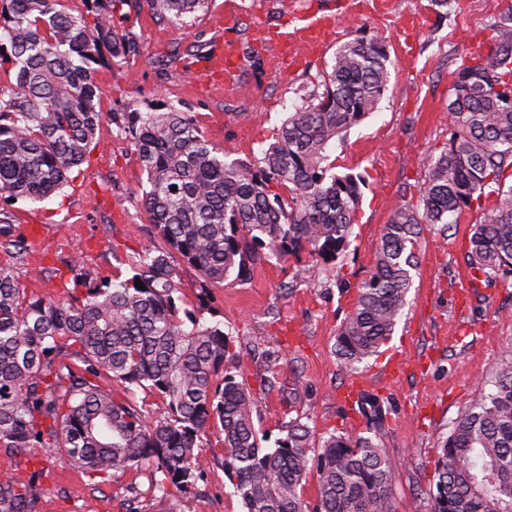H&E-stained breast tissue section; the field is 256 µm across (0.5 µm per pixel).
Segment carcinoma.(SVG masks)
Wrapping results in <instances>:
<instances>
[{"instance_id":"carcinoma-1","label":"carcinoma","mask_w":512,"mask_h":512,"mask_svg":"<svg viewBox=\"0 0 512 512\" xmlns=\"http://www.w3.org/2000/svg\"><path fill=\"white\" fill-rule=\"evenodd\" d=\"M0 0V201L35 203L62 191L85 160L104 119L98 71L141 55L142 36L116 26L132 0ZM177 18L208 0H153ZM495 49L461 58L448 98V147L427 161L416 204H399L380 237L372 275L336 337L346 365L361 363L393 335L412 285L421 224L448 229L450 217L494 198L469 239L474 279L512 278V8L495 22ZM392 65L384 40L356 39L336 51L324 92L289 113L275 141L252 163L227 161L193 116L112 113L117 136L146 174L144 208L164 246L126 261L127 276L100 278L66 264V295L28 294L16 272L32 245L0 208V512H37L42 461L59 454L101 483L144 471L122 512H145L143 495L189 493L204 480L203 440L220 426L222 464L246 512H397L395 463L382 448L388 411L357 401L365 434L315 437L298 418L281 423L275 447L261 446L252 392L229 363L224 326L179 305L177 254L208 282L244 283L256 265L305 252L333 262L350 245L360 180L336 174L328 149L374 111ZM288 190L285 200L277 189ZM140 281L145 289L135 282ZM146 389L165 402L150 417L99 381ZM317 475L315 504L304 499ZM429 512H512V351L491 387L465 407L440 446Z\"/></svg>"}]
</instances>
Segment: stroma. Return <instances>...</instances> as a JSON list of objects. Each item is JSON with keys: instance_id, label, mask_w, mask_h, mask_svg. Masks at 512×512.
<instances>
[{"instance_id": "stroma-1", "label": "stroma", "mask_w": 512, "mask_h": 512, "mask_svg": "<svg viewBox=\"0 0 512 512\" xmlns=\"http://www.w3.org/2000/svg\"><path fill=\"white\" fill-rule=\"evenodd\" d=\"M512 0H208L205 10L180 19L150 4L122 23L143 37L142 55L100 70L107 112L86 161L74 168L54 197L14 208L13 221L39 228L41 246L32 264L62 267L79 261L101 277L117 276L127 256L160 245L143 208L145 177L129 142L118 137L111 113L136 106L159 112L174 106L191 112L197 125L226 159L253 161L275 139L289 112L322 93L323 76L345 42L382 38L392 65L388 90L377 108L347 129L329 150L337 172L361 177V203L351 244L335 263L309 256L257 264L251 279L203 284L199 272L179 265L185 307H202L206 321L228 333L238 379L258 402L268 441L279 435L284 413L301 417L322 436L364 432L345 393L352 380L379 396L388 410L382 445L395 460L393 494L398 512H428V493L438 449L459 412L512 347V281H474L461 290L473 224L480 209L461 213L447 231L424 224L407 304L393 336L371 358L347 366L333 351L360 283L373 271L374 253L395 206L416 201L426 158L439 156L450 137L448 96L451 73L472 46L495 45L492 23ZM238 24L224 35V15ZM329 26L304 40L306 26L322 16ZM287 34L288 56L272 68L270 46L258 28ZM199 41L212 53L225 42L237 48L231 77L213 74L208 61L186 75L175 55ZM263 61L254 71L245 58ZM281 379L299 382L301 396L289 402L267 388L269 366ZM211 460L197 493L171 492L148 498L146 512H242V504L216 458L219 429L208 431ZM38 512H119L129 486L147 489L146 475L119 472L92 485L63 457L45 459Z\"/></svg>"}]
</instances>
